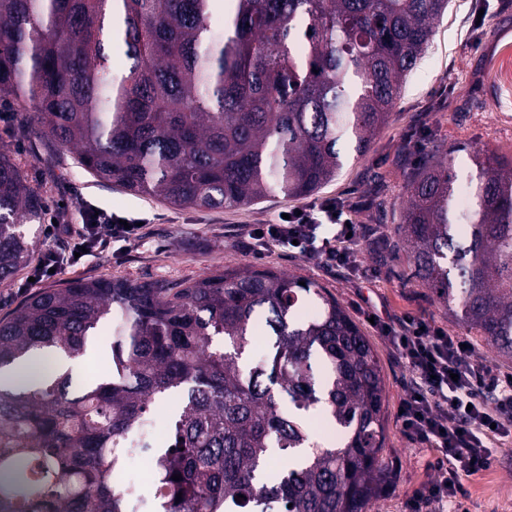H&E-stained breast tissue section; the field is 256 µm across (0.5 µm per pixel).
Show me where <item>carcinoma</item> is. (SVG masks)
I'll return each instance as SVG.
<instances>
[{
    "mask_svg": "<svg viewBox=\"0 0 512 512\" xmlns=\"http://www.w3.org/2000/svg\"><path fill=\"white\" fill-rule=\"evenodd\" d=\"M216 2L0 0V98L31 109L97 180L174 207L308 195L339 175L341 148L366 154L448 9L236 0L216 38ZM454 153L427 155L394 238L366 248L405 253L456 322L512 360V157L472 155L462 211ZM42 218L38 189L0 148V283L32 263L26 226ZM115 315L107 377L74 388L46 360L36 389L0 387V512H366L379 495L382 368L318 283L249 266L40 288L0 320V369L71 359ZM258 319L268 341L256 361ZM175 392L166 436L140 448L153 490L122 489L125 438ZM314 421L335 440L312 443ZM273 455L288 466L272 470Z\"/></svg>",
    "mask_w": 512,
    "mask_h": 512,
    "instance_id": "carcinoma-1",
    "label": "carcinoma"
}]
</instances>
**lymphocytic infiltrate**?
I'll return each mask as SVG.
<instances>
[{
  "instance_id": "obj_1",
  "label": "lymphocytic infiltrate",
  "mask_w": 512,
  "mask_h": 512,
  "mask_svg": "<svg viewBox=\"0 0 512 512\" xmlns=\"http://www.w3.org/2000/svg\"><path fill=\"white\" fill-rule=\"evenodd\" d=\"M78 212L80 224L49 226L35 280L48 279L51 269L75 264L80 249L103 251L143 236L142 227L123 226L118 215L83 203ZM326 224L334 226L332 236L322 235ZM366 234L365 225L352 223L342 206L325 199L278 223L257 225L244 248L256 257L271 247L290 249L317 258L325 269L345 273L356 268ZM61 235L68 243L60 251L53 242ZM379 332L411 374L398 406L400 428L410 440L437 453L430 476L408 500L409 512H444L448 507L458 512L467 481L490 467L495 443L512 436V373H496L474 361L464 337L421 316L380 322Z\"/></svg>"
}]
</instances>
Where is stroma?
<instances>
[{
	"instance_id": "1",
	"label": "stroma",
	"mask_w": 512,
	"mask_h": 512,
	"mask_svg": "<svg viewBox=\"0 0 512 512\" xmlns=\"http://www.w3.org/2000/svg\"><path fill=\"white\" fill-rule=\"evenodd\" d=\"M471 9L472 0H450L425 54L405 78L388 124L366 155L347 154L334 181L303 197L270 196L237 208H177L93 178L74 152L38 134L13 99H0V147L10 151L38 188L45 211L70 210L69 221L76 224L80 218L72 208L82 200L110 214L141 219L145 226V240L115 254L91 253L51 278V285L76 277L193 281L217 270L253 266L318 282L339 300L376 350L385 380L384 457L392 477L368 512H406V501L427 477L434 453L400 431L396 412L410 374L367 321L365 308L383 317L412 313L433 319L448 332L468 337L476 360L500 371L512 373V361L501 359L476 332L459 325L431 291L411 278L405 257L360 254L368 275L350 280L282 249L251 257L242 244L256 225L275 223L280 213L325 198L351 205L357 223L389 233L410 171L434 146L454 149L462 185L473 171V152L512 157V88L502 79L512 58V0H491L475 37L468 33ZM463 507L465 512H512V438L497 442L490 467L470 478Z\"/></svg>"
}]
</instances>
